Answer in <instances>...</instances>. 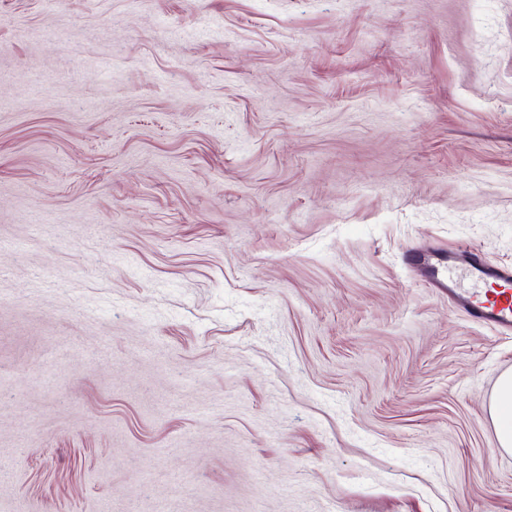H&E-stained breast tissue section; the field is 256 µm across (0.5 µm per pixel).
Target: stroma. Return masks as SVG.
I'll list each match as a JSON object with an SVG mask.
<instances>
[{
  "label": "stroma",
  "mask_w": 512,
  "mask_h": 512,
  "mask_svg": "<svg viewBox=\"0 0 512 512\" xmlns=\"http://www.w3.org/2000/svg\"><path fill=\"white\" fill-rule=\"evenodd\" d=\"M512 0H0V512H512ZM408 263L426 269L431 286L448 291L474 321L512 332V266L486 264L476 249L417 250L408 255ZM490 413L494 421L499 448L512 453V372L504 373L491 398Z\"/></svg>",
  "instance_id": "1"
}]
</instances>
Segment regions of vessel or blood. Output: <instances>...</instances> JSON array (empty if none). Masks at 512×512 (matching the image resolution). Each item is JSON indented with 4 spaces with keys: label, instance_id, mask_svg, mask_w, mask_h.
I'll return each instance as SVG.
<instances>
[{
    "label": "vessel or blood",
    "instance_id": "b4317fda",
    "mask_svg": "<svg viewBox=\"0 0 512 512\" xmlns=\"http://www.w3.org/2000/svg\"><path fill=\"white\" fill-rule=\"evenodd\" d=\"M408 262L426 269L431 286L448 291L465 315L502 333L512 332V266L484 263L475 249L417 250Z\"/></svg>",
    "mask_w": 512,
    "mask_h": 512
}]
</instances>
